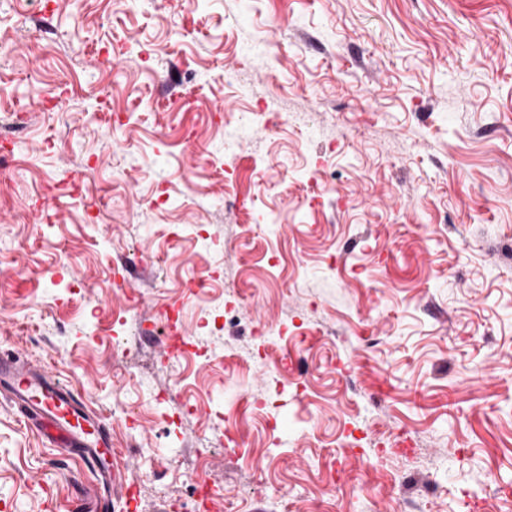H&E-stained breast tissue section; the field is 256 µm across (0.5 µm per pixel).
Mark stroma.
Here are the masks:
<instances>
[{
	"instance_id": "1",
	"label": "stroma",
	"mask_w": 512,
	"mask_h": 512,
	"mask_svg": "<svg viewBox=\"0 0 512 512\" xmlns=\"http://www.w3.org/2000/svg\"><path fill=\"white\" fill-rule=\"evenodd\" d=\"M0 136V351L99 415L135 512H512V0H0ZM172 303L210 359L169 361ZM99 491L0 397V512Z\"/></svg>"
}]
</instances>
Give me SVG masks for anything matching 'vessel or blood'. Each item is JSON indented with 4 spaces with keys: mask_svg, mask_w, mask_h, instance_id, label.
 <instances>
[{
    "mask_svg": "<svg viewBox=\"0 0 512 512\" xmlns=\"http://www.w3.org/2000/svg\"><path fill=\"white\" fill-rule=\"evenodd\" d=\"M0 395L51 443L70 448L84 465L110 478L112 435L79 393L19 355L0 356Z\"/></svg>",
    "mask_w": 512,
    "mask_h": 512,
    "instance_id": "obj_1",
    "label": "vessel or blood"
}]
</instances>
